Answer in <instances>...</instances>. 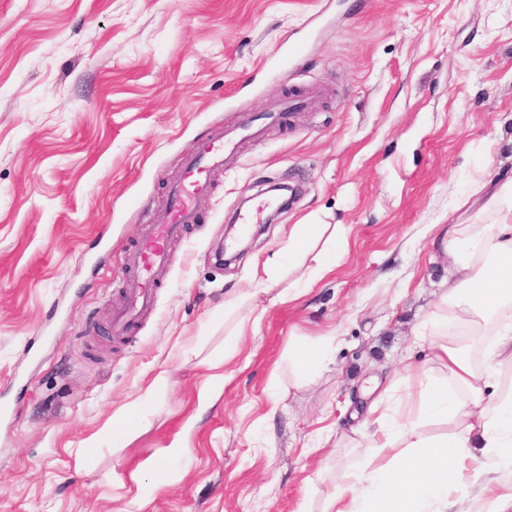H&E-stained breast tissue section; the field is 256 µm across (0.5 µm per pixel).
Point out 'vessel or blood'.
I'll return each instance as SVG.
<instances>
[{
  "label": "vessel or blood",
  "mask_w": 512,
  "mask_h": 512,
  "mask_svg": "<svg viewBox=\"0 0 512 512\" xmlns=\"http://www.w3.org/2000/svg\"><path fill=\"white\" fill-rule=\"evenodd\" d=\"M260 135L257 117L247 114L236 129H218L211 138L186 154L182 175L170 188V202L164 218L143 225L136 244L126 252L127 264L137 272L138 285L128 292L124 305L115 314L114 330L129 332L138 316L152 306L154 292L159 286V271L176 262L170 242L188 225L199 223L211 197V177L215 168L235 153L239 138Z\"/></svg>",
  "instance_id": "1"
}]
</instances>
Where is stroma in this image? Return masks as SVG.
Wrapping results in <instances>:
<instances>
[{"label": "stroma", "instance_id": "35a3bbf8", "mask_svg": "<svg viewBox=\"0 0 512 512\" xmlns=\"http://www.w3.org/2000/svg\"><path fill=\"white\" fill-rule=\"evenodd\" d=\"M292 99L307 108L272 118ZM243 110L262 138L213 173L153 308L113 334L125 250ZM511 179L512 0H0V512H318L357 458L334 436L360 427L368 380L431 356L413 330L449 268L430 226L490 223ZM275 184L296 198L220 261ZM296 224L346 225L345 254L315 282L281 269L301 296L241 306L233 321L265 313L225 359V300ZM328 334L330 364L293 380L289 350ZM146 401L147 398L144 397L123 408L117 416L112 417L113 427L122 428L128 432L134 430L140 421Z\"/></svg>", "mask_w": 512, "mask_h": 512}]
</instances>
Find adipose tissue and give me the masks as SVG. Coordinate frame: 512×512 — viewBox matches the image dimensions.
Returning a JSON list of instances; mask_svg holds the SVG:
<instances>
[{
	"label": "adipose tissue",
	"mask_w": 512,
	"mask_h": 512,
	"mask_svg": "<svg viewBox=\"0 0 512 512\" xmlns=\"http://www.w3.org/2000/svg\"><path fill=\"white\" fill-rule=\"evenodd\" d=\"M490 224H451L435 240L455 272L434 311L415 330L431 338L443 380L426 366L406 364L417 397L390 416L369 405L370 427L354 442L364 464L337 484L320 512H512V181L496 189ZM347 241L342 224H297L286 249L292 265H310L313 278L331 272ZM473 333L482 365L442 342L449 323ZM336 343L320 336L288 354L301 379L323 366ZM444 425L433 434L429 425Z\"/></svg>",
	"instance_id": "1"
}]
</instances>
